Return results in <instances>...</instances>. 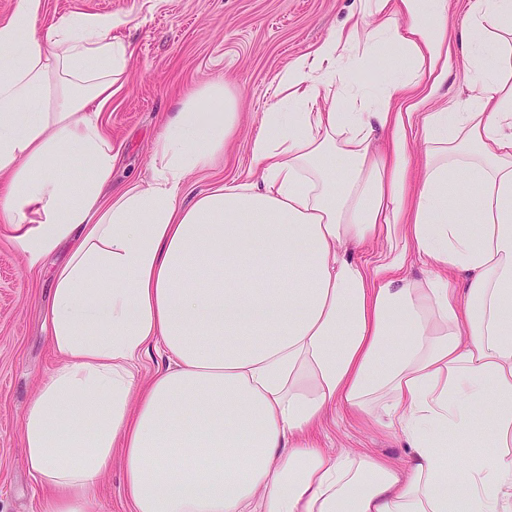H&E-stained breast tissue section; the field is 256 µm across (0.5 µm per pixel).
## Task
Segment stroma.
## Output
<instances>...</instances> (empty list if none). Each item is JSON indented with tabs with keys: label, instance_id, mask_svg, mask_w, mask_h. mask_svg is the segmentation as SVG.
Here are the masks:
<instances>
[{
	"label": "stroma",
	"instance_id": "35a3bbf8",
	"mask_svg": "<svg viewBox=\"0 0 512 512\" xmlns=\"http://www.w3.org/2000/svg\"><path fill=\"white\" fill-rule=\"evenodd\" d=\"M355 6L356 0H46L43 18L109 15L121 21L117 35L132 44L126 82L102 113L116 156L114 183L149 178L154 143L185 92L230 84L240 99L238 130L214 166L188 177L186 189L194 194L218 183L259 180L250 143L271 104L274 77L341 26ZM68 253L64 244L29 264L0 224V512L48 510L26 468L19 427L37 380L55 366L45 308L53 270ZM320 441L333 454L363 452L398 463L409 456L401 436L341 403Z\"/></svg>",
	"mask_w": 512,
	"mask_h": 512
}]
</instances>
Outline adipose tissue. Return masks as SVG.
Here are the masks:
<instances>
[{"instance_id": "obj_1", "label": "adipose tissue", "mask_w": 512, "mask_h": 512, "mask_svg": "<svg viewBox=\"0 0 512 512\" xmlns=\"http://www.w3.org/2000/svg\"><path fill=\"white\" fill-rule=\"evenodd\" d=\"M357 2L277 74L251 143L261 182L189 201L236 132L224 85L192 89L149 180L116 188L100 116L132 53L117 19L41 28L44 0H17L0 20V223L33 261L75 242L46 308L58 364L20 422L50 512H89L116 461L130 512H512V0H471L457 33L447 0ZM354 50L411 66L371 90L341 73ZM453 50L469 107L402 104ZM473 188L459 223L448 193ZM378 236L370 277L345 252ZM411 250L425 279L401 274ZM152 351L166 363L144 380ZM340 401L399 433L406 463L326 452ZM452 436L481 448L466 468Z\"/></svg>"}]
</instances>
